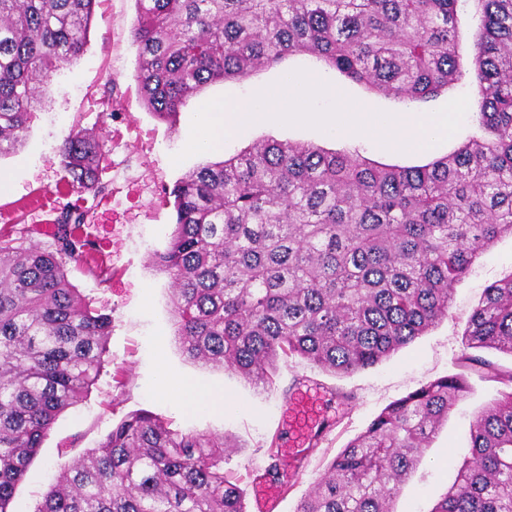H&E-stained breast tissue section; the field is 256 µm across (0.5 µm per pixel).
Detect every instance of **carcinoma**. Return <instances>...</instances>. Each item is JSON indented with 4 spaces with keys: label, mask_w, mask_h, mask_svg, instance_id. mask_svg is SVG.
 <instances>
[{
    "label": "carcinoma",
    "mask_w": 512,
    "mask_h": 512,
    "mask_svg": "<svg viewBox=\"0 0 512 512\" xmlns=\"http://www.w3.org/2000/svg\"><path fill=\"white\" fill-rule=\"evenodd\" d=\"M96 0H0V156L20 145L41 87L88 44ZM136 83L173 125L206 85L247 79L293 55L404 102L468 88L479 133L418 166L262 141L194 169L169 192L168 247L152 263L172 281L174 339L192 360L254 384L280 357L340 375L372 367L448 315L475 261L512 234V0H135ZM476 21L468 66L458 16ZM71 184L100 193L105 144H62ZM69 210L52 242L0 229V512H7L58 416L96 383L112 331L67 277L102 275ZM464 367L504 389L474 417L471 457L432 512H512V275L485 289L463 334ZM472 390L463 373L389 403L332 460L296 512H394L401 484ZM231 445L182 434L147 410L112 426L61 467L36 512H245L224 474Z\"/></svg>",
    "instance_id": "obj_1"
}]
</instances>
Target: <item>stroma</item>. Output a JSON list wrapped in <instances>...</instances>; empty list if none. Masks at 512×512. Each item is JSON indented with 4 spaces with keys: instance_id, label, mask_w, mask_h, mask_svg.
Segmentation results:
<instances>
[{
    "instance_id": "obj_1",
    "label": "stroma",
    "mask_w": 512,
    "mask_h": 512,
    "mask_svg": "<svg viewBox=\"0 0 512 512\" xmlns=\"http://www.w3.org/2000/svg\"><path fill=\"white\" fill-rule=\"evenodd\" d=\"M135 19V0H98L85 52L53 72L21 146L0 157V173L9 178L0 189V226H13L15 237L45 243L38 226L72 206L87 211L97 228L107 275L97 278L82 263L70 260L67 276L82 296L112 317L98 383L58 417L8 509L35 512L61 464L96 447L127 413L147 410L172 429L222 436L234 444L224 471L242 490L246 512H295L330 461L385 406L427 382L461 372L463 333L473 308L485 288L512 274V235L499 239L456 285L447 318L390 358L351 375H337L295 357L279 362L271 385L255 386L225 368L193 362L174 343L171 280L150 264L154 252L167 248L174 230L169 192L198 166L267 140L307 143L336 153L356 150L383 165H424L472 135L475 116L466 114L453 138L435 144L427 154L392 151L363 136L334 139L317 129L274 123L225 136L217 151L176 164L172 157L186 146L200 106L220 96L234 101L252 96L280 83L283 73L302 69L304 63L292 56L246 80L210 84L181 107L172 126L149 113L140 100L135 81L137 49L130 37ZM314 76L329 84L336 97L354 101L365 112L432 113L464 94L458 87L405 103L329 67L315 70ZM79 129L105 138L103 193L67 185L60 148ZM20 212L25 221L18 225L14 218ZM164 378L192 381L202 391H223L226 405L191 407L176 392L160 390ZM469 380L471 395L452 409L402 485L395 512H432L453 483L457 462L470 452L473 416L501 388L497 379L476 372ZM301 387L318 391L321 423L311 444L297 448L281 421V410ZM263 484L276 490L273 501L266 504L256 499V488Z\"/></svg>"
}]
</instances>
